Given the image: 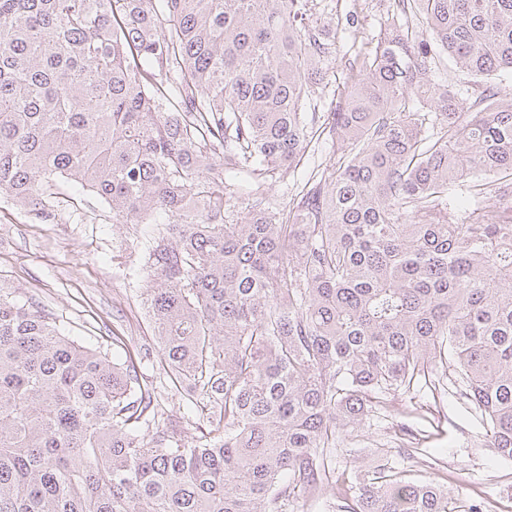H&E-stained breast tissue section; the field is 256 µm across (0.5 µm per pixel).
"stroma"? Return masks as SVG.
<instances>
[{
    "mask_svg": "<svg viewBox=\"0 0 512 512\" xmlns=\"http://www.w3.org/2000/svg\"><path fill=\"white\" fill-rule=\"evenodd\" d=\"M337 17L357 15L356 30L336 29L338 53L329 66L327 90L346 75V52L353 41L379 34L396 10L394 0H332ZM336 144L321 138L306 150L301 162L285 175L261 179L260 193L286 205L309 177L336 163ZM50 220L34 219L8 194L0 193V290L19 302H33L53 315L64 334L84 345L102 337H121V349L138 353L154 348L151 323L141 300L146 288L142 242L146 224H116L107 204L95 196L66 191L53 196ZM143 376L153 383L158 420L174 425L188 440L205 425L199 407L184 390L171 387L157 356L143 361ZM430 386L399 394L387 408L357 424L348 448L333 452L337 472L355 476L379 464L384 449L397 472L425 480L442 477L459 507L484 500L486 512H512V460H504L479 439L473 409L458 395L445 394L448 374L434 368ZM421 431L422 453L400 451V428Z\"/></svg>",
    "mask_w": 512,
    "mask_h": 512,
    "instance_id": "obj_1",
    "label": "stroma"
}]
</instances>
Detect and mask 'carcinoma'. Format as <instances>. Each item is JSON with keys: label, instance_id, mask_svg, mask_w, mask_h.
<instances>
[{"label": "carcinoma", "instance_id": "cac0c4a2", "mask_svg": "<svg viewBox=\"0 0 512 512\" xmlns=\"http://www.w3.org/2000/svg\"><path fill=\"white\" fill-rule=\"evenodd\" d=\"M353 49L325 120L303 102L335 37L314 0H0V191L39 219L64 179L144 238V305L176 387L208 399L185 442L144 430L139 363L109 360L0 294V512H457L385 462L336 479L329 449L387 397L448 370L512 460V0H395ZM484 81L476 111L428 79ZM337 165L277 210L231 178ZM499 210L448 223V183Z\"/></svg>", "mask_w": 512, "mask_h": 512}]
</instances>
